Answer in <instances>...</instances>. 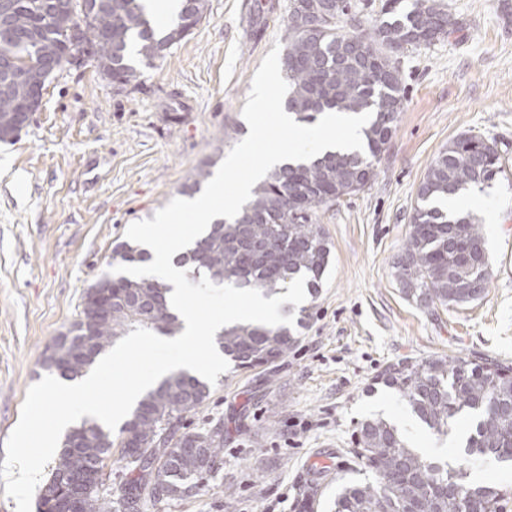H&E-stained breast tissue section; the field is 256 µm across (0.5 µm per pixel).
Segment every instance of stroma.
<instances>
[{
	"label": "stroma",
	"mask_w": 512,
	"mask_h": 512,
	"mask_svg": "<svg viewBox=\"0 0 512 512\" xmlns=\"http://www.w3.org/2000/svg\"><path fill=\"white\" fill-rule=\"evenodd\" d=\"M455 25L399 53L405 88L396 132L361 191L321 206L331 263L316 296L283 304L298 342L274 372L230 369L192 419L224 425V466L196 495L152 512H296L312 460L332 457L352 479L348 450L361 422L381 417L427 457L468 463L472 482L512 489V466L464 461L473 416L447 435L427 428L391 388L390 364L429 356L512 364V15L501 0H441ZM291 0H208L206 16L164 58L120 86L90 64L47 82L42 104L0 142V462L43 361L107 272L127 227L181 197L198 169L217 171L249 133L251 81L285 45ZM497 143L506 165L492 187L461 193L483 225L491 280L455 308L407 300L393 266L419 183L457 136ZM496 197L495 220L481 202Z\"/></svg>",
	"instance_id": "stroma-1"
}]
</instances>
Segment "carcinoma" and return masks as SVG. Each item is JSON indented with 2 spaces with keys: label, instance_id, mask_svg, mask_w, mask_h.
Wrapping results in <instances>:
<instances>
[{
  "label": "carcinoma",
  "instance_id": "obj_1",
  "mask_svg": "<svg viewBox=\"0 0 512 512\" xmlns=\"http://www.w3.org/2000/svg\"><path fill=\"white\" fill-rule=\"evenodd\" d=\"M16 0L20 36L0 39V117L21 110L28 87L12 80L11 60L54 57L62 50L67 28L85 27L96 50L95 68L113 83L135 84L140 72L131 52L151 62L162 58L206 15L207 0H182L177 22L157 31L139 0H105L92 15L55 18L44 4ZM351 0H292L288 42L282 69L288 79L285 108L299 123L313 124L327 110L372 113L364 128L361 151L328 154L309 163H286L252 189L249 201L230 221H217L198 237L179 262L204 271L215 283L229 282L274 292L303 275L317 288L329 266L331 245L317 209L361 190L375 175L374 161L397 129L404 88L397 49L428 45L449 32L450 14L439 0H385L370 29L344 32L339 22L352 14ZM505 172L494 142L464 134L452 140L420 182L410 231L394 276L404 295L426 307H454L476 300L468 285L489 280L482 225L468 213L450 212L440 202L470 187L485 188ZM148 259L139 246L122 241L112 260L135 266ZM112 283V317L97 319L96 295ZM97 288L84 292L82 309L70 328L57 337L49 370L78 377L97 356L137 327L158 336H175L182 324L167 301L169 287L157 278L105 274ZM297 337L286 325L234 323L224 327L218 346L237 367L269 368L288 355ZM378 380L394 389L429 429L448 434L463 413L477 418L467 456L512 462V366L495 359L480 361L430 357L405 359L386 368ZM210 398L209 385L183 371L171 373L148 391L123 423L118 435L95 421L74 427L76 444L61 445L55 467L40 490V500L57 508L71 488H86L81 512H150L156 504L183 500L206 487L221 465L224 428H189L188 417ZM120 459L144 455L138 468L121 467L117 489L91 491L97 472L112 449ZM353 463L372 474L367 482L341 486L335 512H502L512 492L468 480L465 464L442 468L412 448L390 422H362ZM329 471L305 479L297 503L319 501Z\"/></svg>",
  "mask_w": 512,
  "mask_h": 512
}]
</instances>
